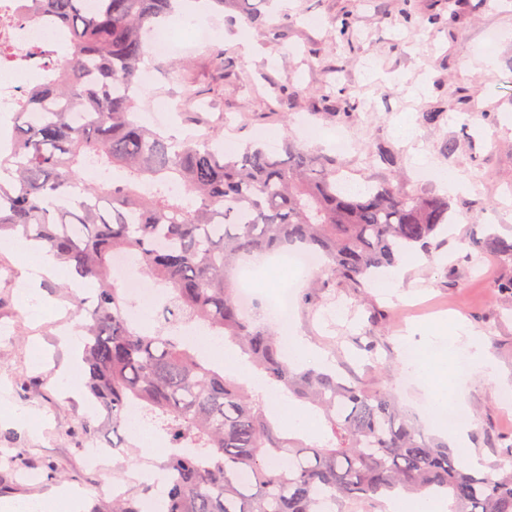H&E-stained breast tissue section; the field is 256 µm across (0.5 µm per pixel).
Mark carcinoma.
<instances>
[{
  "label": "carcinoma",
  "instance_id": "cac0c4a2",
  "mask_svg": "<svg viewBox=\"0 0 512 512\" xmlns=\"http://www.w3.org/2000/svg\"><path fill=\"white\" fill-rule=\"evenodd\" d=\"M179 0H18L15 17L56 31L62 47L21 56L0 40V64L24 61L33 79L19 97L10 146L0 150V240L13 234L53 253L91 297L83 336L86 384L110 421L114 448L129 403L141 402L172 452L161 512H350L400 489L448 495L451 512H512V464L475 473L462 452L425 438L387 390L348 386L334 372L286 356L256 298L243 309L229 271L243 257L292 249L322 260L304 304L344 284L362 288L419 251L431 257L448 230V198L401 182L351 189L343 165L289 139L279 152L224 149L220 128L172 138L142 124L145 36L177 14ZM252 0H206L248 19ZM102 171L88 182V164ZM127 173L108 177L109 169ZM136 257L187 312L238 346L266 386L319 410L333 438L306 445L283 434L263 392L227 380L175 327L140 334L111 275L112 257ZM512 264V239L469 242L470 262ZM153 487L112 498L101 512H145Z\"/></svg>",
  "mask_w": 512,
  "mask_h": 512
}]
</instances>
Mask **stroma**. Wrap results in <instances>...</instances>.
Segmentation results:
<instances>
[{
	"label": "stroma",
	"instance_id": "35a3bbf8",
	"mask_svg": "<svg viewBox=\"0 0 512 512\" xmlns=\"http://www.w3.org/2000/svg\"><path fill=\"white\" fill-rule=\"evenodd\" d=\"M282 8L291 17L284 43L270 42L242 16L208 12L214 41L148 53L143 65L157 79L143 86L139 112L148 115L159 99L179 104L188 74L203 112L223 115L224 137L235 146L280 147L303 138L302 124H314L321 133L308 147L336 153L337 128L349 140L340 156L350 182L396 177L407 189L439 194L435 172L462 178L433 261L408 258L389 294L336 288L319 308L297 307L294 332L346 381L392 391L426 437L444 441L447 432L424 407L426 379H410L401 359L410 332L467 323L498 366L468 382L466 395L469 446L490 468L512 446V406L502 400L512 393V298L497 291L512 270L490 256L473 267L461 258L487 230L512 235V0H415L408 20L401 0H284ZM341 18L351 22L345 38L335 31ZM490 31L497 35L491 66L483 48ZM427 112L442 118L426 124ZM406 122L408 138L398 132ZM378 144L398 156L395 168L371 163ZM27 271V257L1 241L0 324L11 333L0 335V507L73 488L82 491L85 512H94L112 501L99 487L113 471L86 462L93 438L83 426L102 424L104 409L86 388L73 393L63 385L78 364L60 336L81 321L75 291L61 279L32 282Z\"/></svg>",
	"mask_w": 512,
	"mask_h": 512
}]
</instances>
